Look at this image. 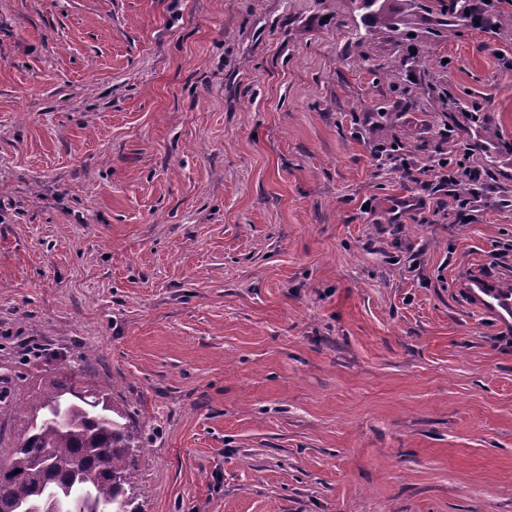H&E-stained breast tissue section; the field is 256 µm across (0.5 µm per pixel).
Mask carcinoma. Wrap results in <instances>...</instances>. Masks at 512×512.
<instances>
[{"label":"carcinoma","mask_w":512,"mask_h":512,"mask_svg":"<svg viewBox=\"0 0 512 512\" xmlns=\"http://www.w3.org/2000/svg\"><path fill=\"white\" fill-rule=\"evenodd\" d=\"M470 11L448 3V33ZM80 364H61L28 396L0 374V512H27L47 493L86 512H137L135 471L144 439L127 407Z\"/></svg>","instance_id":"carcinoma-1"}]
</instances>
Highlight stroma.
<instances>
[{"instance_id":"stroma-1","label":"stroma","mask_w":512,"mask_h":512,"mask_svg":"<svg viewBox=\"0 0 512 512\" xmlns=\"http://www.w3.org/2000/svg\"><path fill=\"white\" fill-rule=\"evenodd\" d=\"M388 3L0 0V366L90 351L138 512H512V6ZM447 161V162H446ZM457 167L455 168L453 162L448 159H444V161L439 160L437 162V172L442 183H447L448 186H456L464 177L471 186H477L481 180V174L473 169L471 170L464 165L456 163ZM466 182H461L459 184V191L462 194H470L471 186ZM469 292L474 301L481 306L493 310L504 319L512 318V294L486 288L481 280L470 283Z\"/></svg>"}]
</instances>
